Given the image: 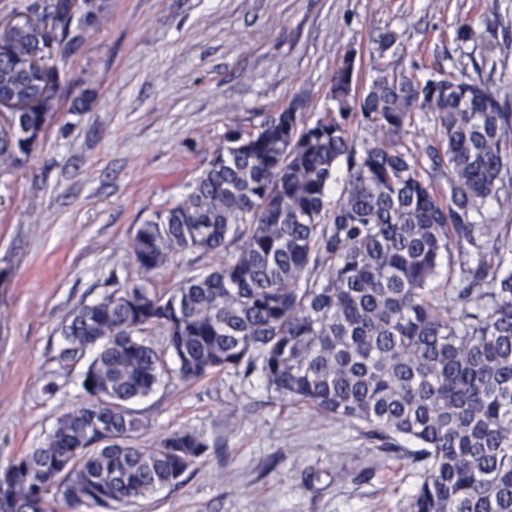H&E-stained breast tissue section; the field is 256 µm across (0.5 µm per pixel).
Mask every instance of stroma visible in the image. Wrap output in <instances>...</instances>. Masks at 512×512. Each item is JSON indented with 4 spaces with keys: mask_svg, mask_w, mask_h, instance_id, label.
Segmentation results:
<instances>
[{
    "mask_svg": "<svg viewBox=\"0 0 512 512\" xmlns=\"http://www.w3.org/2000/svg\"><path fill=\"white\" fill-rule=\"evenodd\" d=\"M348 54L357 93L416 63L420 77L485 85L512 110V0H107L102 23L57 63L63 106L28 164L0 175V467L88 402L90 360L60 367V330L113 277L137 278L139 224L190 193L226 126L252 129L294 100L314 123ZM87 88L90 111H72ZM219 262L187 251L155 280L166 288ZM132 408L134 445L196 430L213 450L116 512H404L415 489L403 456L337 482L380 439L355 419L312 418L256 380L166 381Z\"/></svg>",
    "mask_w": 512,
    "mask_h": 512,
    "instance_id": "stroma-1",
    "label": "stroma"
}]
</instances>
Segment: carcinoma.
<instances>
[{"label":"carcinoma","mask_w":512,"mask_h":512,"mask_svg":"<svg viewBox=\"0 0 512 512\" xmlns=\"http://www.w3.org/2000/svg\"><path fill=\"white\" fill-rule=\"evenodd\" d=\"M84 2L74 19L0 41V96L32 103L12 115L13 138L0 139V174L25 166L53 119L54 57L79 47L69 25L86 32L104 17L105 0ZM36 55L46 63L34 65ZM354 71L345 57L329 94L336 111L312 125L296 100L250 131L225 127L188 196L139 226L140 276L112 274V293L61 329L60 365L97 347L84 374L91 403L0 467V512H47L50 496L112 509L175 482L208 440L176 431L132 446L142 422L130 404L173 375L221 370L388 441L338 482L406 454L420 478L406 512H512V238L476 221L512 186V112L443 74L380 75L359 97ZM416 112L445 129L424 149L427 166L402 150ZM354 123L381 135L359 143ZM444 174L446 202L434 188ZM186 250L224 262L158 290L156 274ZM445 253L459 271L448 275V304L436 305L429 285Z\"/></svg>","instance_id":"cac0c4a2"}]
</instances>
